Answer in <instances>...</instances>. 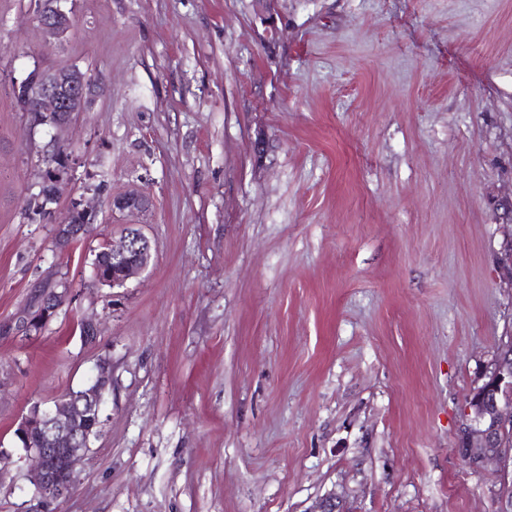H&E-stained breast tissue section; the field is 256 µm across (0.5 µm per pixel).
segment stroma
<instances>
[{"label": "stroma", "instance_id": "obj_1", "mask_svg": "<svg viewBox=\"0 0 512 512\" xmlns=\"http://www.w3.org/2000/svg\"><path fill=\"white\" fill-rule=\"evenodd\" d=\"M67 6L49 43L37 0H0L1 79L93 85L62 130L0 91V512L28 507L22 418L102 357V424L53 512H494L497 468L459 438L512 337V0ZM130 191L148 207H113ZM76 206L91 230L58 250ZM131 224L149 266L98 284ZM67 290L68 288H63L61 291H49L43 299L39 312L36 315L25 319L27 328L29 330L33 328L32 323L36 317L44 316L46 319H49L66 298Z\"/></svg>", "mask_w": 512, "mask_h": 512}]
</instances>
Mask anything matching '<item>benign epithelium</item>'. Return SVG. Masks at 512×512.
<instances>
[{"label":"benign epithelium","mask_w":512,"mask_h":512,"mask_svg":"<svg viewBox=\"0 0 512 512\" xmlns=\"http://www.w3.org/2000/svg\"><path fill=\"white\" fill-rule=\"evenodd\" d=\"M65 0H39L36 20L50 41L65 37L74 25L73 13L65 9ZM21 109L36 119L57 128L69 125L83 111L92 94V84L79 68L63 65L51 72L33 70L24 80L14 83ZM120 210L139 211L146 200L128 194L113 200ZM88 231V226L66 220L59 225L56 243L65 250ZM105 261L112 273L96 270L102 285L122 287L144 271L151 260L150 244L136 229L121 234L108 244ZM67 295V289L49 291L38 315L50 318ZM112 386V365L101 358L96 374L87 386L71 391L54 402L50 409L36 405L18 427L26 452L34 461L30 483L33 486L27 512H48L49 505L67 497L74 488L78 466L90 452L89 441L101 425L103 395ZM512 392V359L497 356L486 381L474 389L465 406V422L460 443L464 458L473 466L494 464L500 473L495 493V512H512V401L489 400L497 394Z\"/></svg>","instance_id":"benign-epithelium-1"}]
</instances>
